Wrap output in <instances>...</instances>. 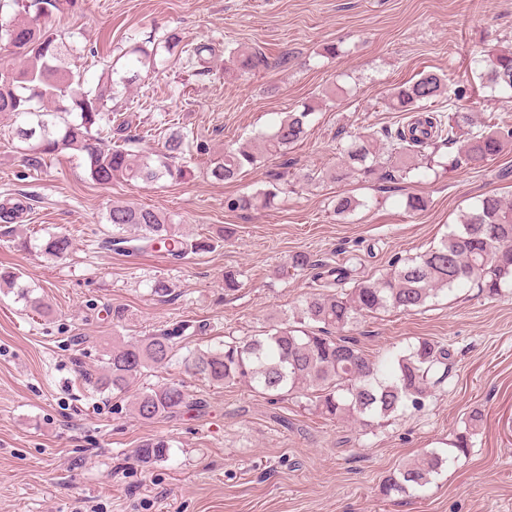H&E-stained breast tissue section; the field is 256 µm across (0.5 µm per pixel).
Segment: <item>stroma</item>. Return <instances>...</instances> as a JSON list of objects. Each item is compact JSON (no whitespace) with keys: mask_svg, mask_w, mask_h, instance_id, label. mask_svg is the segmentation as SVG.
<instances>
[{"mask_svg":"<svg viewBox=\"0 0 512 512\" xmlns=\"http://www.w3.org/2000/svg\"><path fill=\"white\" fill-rule=\"evenodd\" d=\"M51 27L75 49L70 62L96 81L103 62L117 79V108L137 125L139 152L160 147L170 126L191 130L204 152L194 174L153 184L92 181L82 160L62 155L34 171L12 120L0 115V202L25 196L21 222L32 244L0 240V268L24 275L45 305L34 311L0 290V512H512V288L488 296L478 288L441 295L420 312L360 317L352 332L378 357L427 339L448 348V376L426 407L384 427L329 421L300 398L278 400L244 385L213 387L186 372L188 351L226 336L261 333L308 294V278L284 268L294 253L336 265L359 255L363 275L386 272L395 257L423 252L487 193L512 197V147L477 169H441L426 179L342 182L322 178L335 166L339 131L397 128L391 88L427 72L472 88L486 120L512 122V96L482 89L475 59L512 49V0H76ZM216 48L211 74L158 50L154 70L129 50L167 31ZM336 44L337 56L324 54ZM100 55H83V46ZM263 50L278 67L228 75V51ZM336 96L312 116L308 137L283 156L263 157L236 181L206 176L210 159L252 143L277 113ZM316 173L313 182L303 174ZM288 192L270 208L228 210V198L269 183ZM363 205L344 218L336 195ZM428 207L407 213V196ZM129 202L170 216L193 235L223 236L215 251L172 261L163 253L126 256L107 249L112 203ZM51 233L71 235L74 252L47 259ZM243 286L224 292V272ZM167 281L168 296L151 291ZM124 309L122 325L113 309ZM176 324L177 359L125 392L97 391L87 373L100 368L113 340L131 341ZM182 384L204 408L141 421L140 389ZM483 420L468 455L447 464L422 491L385 495L405 463L443 450L472 412ZM163 438L167 460L144 465L132 451Z\"/></svg>","mask_w":512,"mask_h":512,"instance_id":"1","label":"stroma"}]
</instances>
